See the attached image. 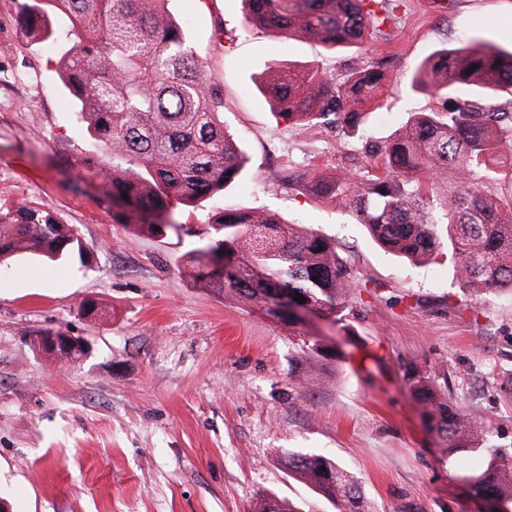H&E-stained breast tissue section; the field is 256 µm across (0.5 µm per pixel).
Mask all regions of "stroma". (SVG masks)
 <instances>
[{
	"instance_id": "35a3bbf8",
	"label": "stroma",
	"mask_w": 512,
	"mask_h": 512,
	"mask_svg": "<svg viewBox=\"0 0 512 512\" xmlns=\"http://www.w3.org/2000/svg\"><path fill=\"white\" fill-rule=\"evenodd\" d=\"M27 0H0V212L19 204L72 226L91 257H24L0 268V496L10 512H253L275 494L300 512H336L281 452L336 459L362 487L361 512H488L430 434L407 385L420 371L512 448V292L472 299L446 258L412 265L378 249L339 204L289 189L288 171L364 165L413 112L412 70L465 39L512 47V0H390L393 23L355 46L283 39L249 26L244 0H170L246 162L223 197L173 206L166 236L115 217L83 161L108 165L60 80L76 31L49 12L29 32ZM384 61L393 79L358 132L276 118L265 89L279 70L340 74ZM277 213L332 238L354 273L345 326L288 325L258 306L194 284L183 225L218 208ZM97 317L83 316V301ZM63 329L90 352L60 362L31 331ZM338 354L307 386L304 336Z\"/></svg>"
}]
</instances>
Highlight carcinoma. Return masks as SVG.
I'll return each mask as SVG.
<instances>
[{"instance_id":"1","label":"carcinoma","mask_w":512,"mask_h":512,"mask_svg":"<svg viewBox=\"0 0 512 512\" xmlns=\"http://www.w3.org/2000/svg\"><path fill=\"white\" fill-rule=\"evenodd\" d=\"M68 13L77 40L61 53V81L81 121L112 165L88 167L105 198L139 216L137 229L157 236L175 204L192 206L224 195L242 169V155L224 128L221 90L204 79L190 36L168 9L169 0H48ZM250 23L282 38L311 36L336 47L361 43L369 29L382 30L393 14L387 0H244ZM474 71H469L471 66ZM390 81L372 64L337 78L320 67L284 70L267 93L277 115L316 126L330 122L357 132L378 106ZM410 86L443 99V109L418 112L382 145L362 151L375 174L290 173L300 194L331 199L356 214L384 252L412 262L431 261L448 250L457 280L473 297L504 287L512 291V193L495 195L504 151L512 148V49L468 42L440 49L415 67ZM456 180L438 191L439 177ZM185 253L193 282L271 308L277 298L305 303L333 322L345 320L356 281L336 246L321 233L287 224L271 212L223 208L194 232ZM234 254L239 274L224 277L208 254ZM31 253L57 261L84 257L81 240L52 216L34 218L18 206L0 215V265ZM409 387L423 414L456 457L474 495L512 512V448L487 443L488 429L448 393L414 373ZM484 458L467 469L461 452ZM288 470L332 503L337 512H360V483L336 460L318 454H283ZM255 512H295L274 496Z\"/></svg>"}]
</instances>
